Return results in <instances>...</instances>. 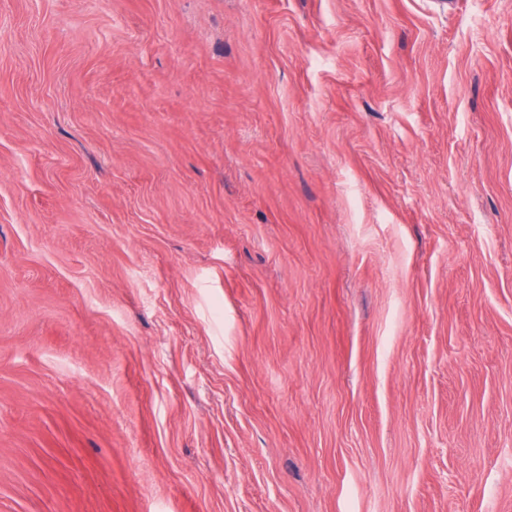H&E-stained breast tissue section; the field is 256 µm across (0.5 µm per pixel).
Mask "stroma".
I'll return each mask as SVG.
<instances>
[{"label":"stroma","instance_id":"obj_1","mask_svg":"<svg viewBox=\"0 0 512 512\" xmlns=\"http://www.w3.org/2000/svg\"><path fill=\"white\" fill-rule=\"evenodd\" d=\"M0 512H512V0H0Z\"/></svg>","mask_w":512,"mask_h":512}]
</instances>
